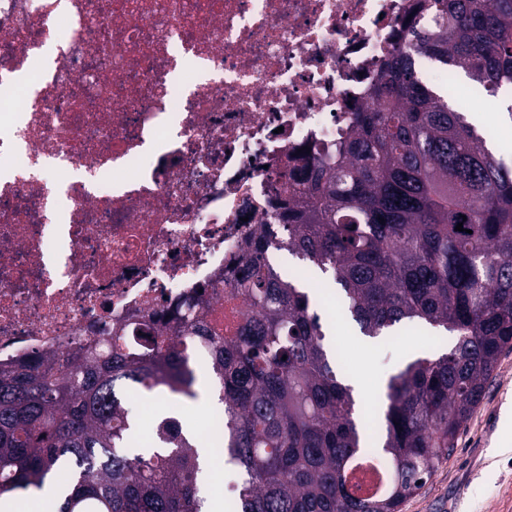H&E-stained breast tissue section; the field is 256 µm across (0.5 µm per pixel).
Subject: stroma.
<instances>
[{"label": "stroma", "instance_id": "obj_1", "mask_svg": "<svg viewBox=\"0 0 512 512\" xmlns=\"http://www.w3.org/2000/svg\"><path fill=\"white\" fill-rule=\"evenodd\" d=\"M331 341L349 356V375L356 383L384 380L405 360L449 348L451 337L436 336L426 329L408 325L387 338L362 336L347 319L331 328ZM199 395L193 400L170 402L157 395L147 403L154 413L136 411L137 442H153L158 420L165 405L186 425L210 463L201 492L206 503L227 502L225 476L235 469L212 451L205 433V420L220 409L219 388L205 365H198ZM512 409V351L505 353L471 418L461 429L458 444L449 458L416 495L407 499L401 512H512V430L502 425L505 409Z\"/></svg>", "mask_w": 512, "mask_h": 512}]
</instances>
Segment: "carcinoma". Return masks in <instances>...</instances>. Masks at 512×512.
<instances>
[{"mask_svg":"<svg viewBox=\"0 0 512 512\" xmlns=\"http://www.w3.org/2000/svg\"><path fill=\"white\" fill-rule=\"evenodd\" d=\"M416 10L444 26H409L338 156L313 157L292 187L279 238L251 241L235 283L250 316L234 334L201 304L149 342H80L0 368V498L30 491L45 512H203L196 441L165 417L155 447L135 453L124 408L130 391L197 397L190 359L202 343L224 403V456L241 476L236 512H400L452 453L512 351V167L413 57L512 96V0ZM283 242L336 284L362 335L423 323L455 336L390 376L373 430L326 342L318 289L280 278L268 257ZM378 455L391 463L385 488L363 495L349 475Z\"/></svg>","mask_w":512,"mask_h":512,"instance_id":"1","label":"carcinoma"}]
</instances>
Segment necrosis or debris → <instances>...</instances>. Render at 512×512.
Listing matches in <instances>:
<instances>
[{
	"mask_svg": "<svg viewBox=\"0 0 512 512\" xmlns=\"http://www.w3.org/2000/svg\"><path fill=\"white\" fill-rule=\"evenodd\" d=\"M415 0H0V364L218 328L247 241L335 152Z\"/></svg>",
	"mask_w": 512,
	"mask_h": 512,
	"instance_id": "necrosis-or-debris-1",
	"label": "necrosis or debris"
}]
</instances>
